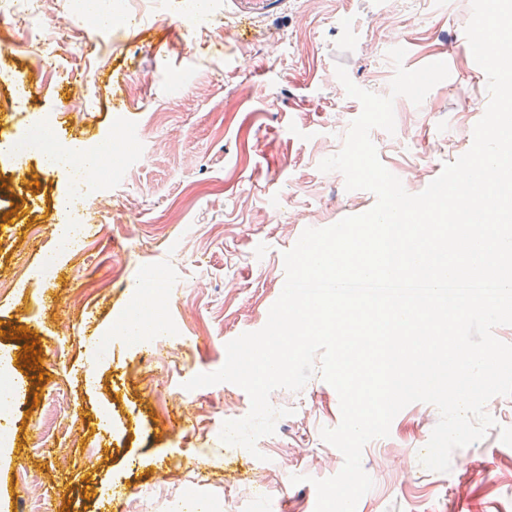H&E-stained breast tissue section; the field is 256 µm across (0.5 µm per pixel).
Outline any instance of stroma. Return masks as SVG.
<instances>
[{"mask_svg":"<svg viewBox=\"0 0 512 512\" xmlns=\"http://www.w3.org/2000/svg\"><path fill=\"white\" fill-rule=\"evenodd\" d=\"M266 2L217 0L213 28L193 32L177 10L153 11L148 0H112L103 30L88 20L75 28L67 0H32L60 81L34 80L40 62L23 47V16L0 21V143L27 114L53 111L63 140L96 142L107 131L134 138L138 150L117 176L88 182L77 199L89 217L83 244L65 248L55 199L70 190L67 173L46 172L36 158L17 167L0 153V357L23 382L18 409L0 415L11 436L0 512H174L193 499L207 512H315L314 480L342 468L341 452L321 437L341 420L339 396L320 376L301 391L272 392L271 404L292 414L254 454L220 438L225 421L249 413L248 394L231 383L185 384L218 370L227 342L265 325L285 281L282 254L305 228L376 202L346 191L342 173L318 169L362 110L336 64L385 95L393 45L405 48L406 68L447 63L449 78L421 105L396 98L394 133H370L411 194L470 149L487 77L461 40L471 0ZM168 140L175 155L157 148ZM49 252L57 274L42 281ZM160 263L175 286L163 293L168 333L155 338L148 365L115 328L134 282ZM32 343L37 365L24 359ZM490 414L495 427L440 473L419 461L438 410L404 408L389 437L363 449L373 487L356 512H512V397ZM272 471L282 485L247 494L234 482Z\"/></svg>","mask_w":512,"mask_h":512,"instance_id":"obj_1","label":"stroma"}]
</instances>
